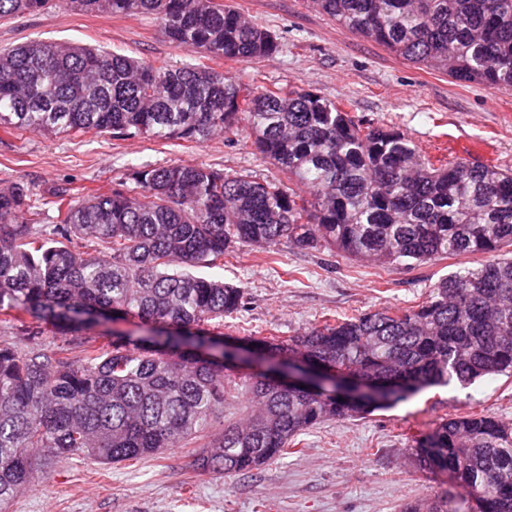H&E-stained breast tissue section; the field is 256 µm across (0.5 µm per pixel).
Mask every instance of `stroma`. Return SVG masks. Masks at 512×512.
Instances as JSON below:
<instances>
[{"label": "stroma", "instance_id": "35a3bbf8", "mask_svg": "<svg viewBox=\"0 0 512 512\" xmlns=\"http://www.w3.org/2000/svg\"><path fill=\"white\" fill-rule=\"evenodd\" d=\"M275 34L281 52L251 62L214 61L216 70L257 85L303 88L341 103L352 116L392 126L421 154L464 157L512 172V87L490 89L405 60L316 10L312 0H229ZM37 38L105 47L157 67L193 61L162 38L149 15L112 16L73 10L52 0L41 14L0 21V47ZM203 164L229 174L276 176L254 150L218 133L181 147L160 140L0 131V189L27 183L38 198L68 186L78 196L108 192L129 167ZM470 255L424 265L379 268L326 250L281 244L275 256L248 246L225 259L219 274L244 288L247 303L225 317L223 332L296 336L326 317L352 316L424 300L439 279L473 266ZM488 413L512 423V375L469 386L424 390L363 419L330 421L300 435L298 452L244 476L205 473L195 465L204 441L117 465L57 458L6 512H402L411 501L446 502L468 512L456 477L420 469L414 437L442 420Z\"/></svg>", "mask_w": 512, "mask_h": 512}]
</instances>
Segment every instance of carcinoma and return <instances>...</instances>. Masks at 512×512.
Returning <instances> with one entry per match:
<instances>
[{"instance_id": "obj_1", "label": "carcinoma", "mask_w": 512, "mask_h": 512, "mask_svg": "<svg viewBox=\"0 0 512 512\" xmlns=\"http://www.w3.org/2000/svg\"><path fill=\"white\" fill-rule=\"evenodd\" d=\"M344 27L414 63L488 88L512 87V0H314ZM87 13L150 15L202 59L251 61L277 37L220 0H70ZM50 0H0V19ZM245 123L251 145L288 182L205 165L131 167L107 193L50 191L43 222L30 186L0 190V314L31 338L0 343V507L52 458L118 464L163 453L222 424L196 459L245 475L328 420L365 417L419 390L512 373V174L458 158L438 167L391 127L363 126L305 89L254 86L204 62L158 68L101 47L30 39L0 49V129L109 132L200 143ZM329 249L383 265L480 255L426 301L245 339L267 367L337 369L383 384V402L281 389L206 329L241 310L243 288L194 268L247 245L276 254ZM138 319L68 357L94 324ZM426 468L453 472L476 512H512V426L490 414L439 423L416 440Z\"/></svg>"}]
</instances>
